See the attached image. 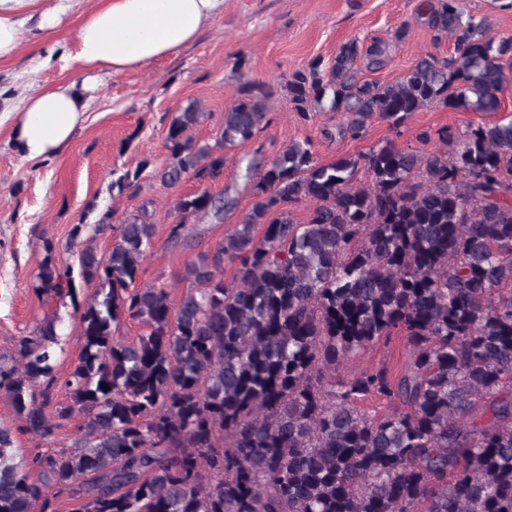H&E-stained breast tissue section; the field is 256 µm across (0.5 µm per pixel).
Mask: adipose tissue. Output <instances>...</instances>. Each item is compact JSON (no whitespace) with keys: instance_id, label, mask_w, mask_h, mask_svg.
Here are the masks:
<instances>
[{"instance_id":"1","label":"adipose tissue","mask_w":512,"mask_h":512,"mask_svg":"<svg viewBox=\"0 0 512 512\" xmlns=\"http://www.w3.org/2000/svg\"><path fill=\"white\" fill-rule=\"evenodd\" d=\"M79 0H0V60L16 54L23 34L51 32ZM224 0H103L78 31L79 61L107 73L141 67L198 36ZM0 118L15 123L26 161L60 154L86 119L82 90L63 82L22 97L0 92Z\"/></svg>"}]
</instances>
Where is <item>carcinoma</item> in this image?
<instances>
[{"label": "carcinoma", "mask_w": 512, "mask_h": 512, "mask_svg": "<svg viewBox=\"0 0 512 512\" xmlns=\"http://www.w3.org/2000/svg\"><path fill=\"white\" fill-rule=\"evenodd\" d=\"M430 24L435 40L454 39V55L427 53L381 85L358 79L352 40L328 67L317 59L290 76L292 109L346 112L353 139L374 117L399 136L431 105L499 112L512 34H492L457 0H438ZM270 96L245 84L214 146L191 135L196 104L172 118L153 178L198 189L176 199L169 238L190 220L223 223L232 200L209 187L224 149L267 126ZM418 138L439 147L388 142L320 164L304 140L262 169L251 160V208L185 266L190 286L175 309L165 286L135 287L154 225L128 217L107 257L85 248L80 277L98 288L75 306L84 345L63 383L72 405L58 412L82 414L80 436L71 452L32 458L38 484L0 426V512H58L61 496L76 512H512V115L471 122L461 140L446 126ZM361 164L372 180L358 186ZM305 199L316 206L303 224L276 212ZM44 252L37 291L75 300L71 270L56 265L53 243ZM126 319L144 327L135 341L114 338ZM60 322H39L0 359V395L46 441L59 426L45 407ZM395 333L409 351L399 374L336 375ZM376 395L394 409L361 408Z\"/></svg>", "instance_id": "cac0c4a2"}]
</instances>
